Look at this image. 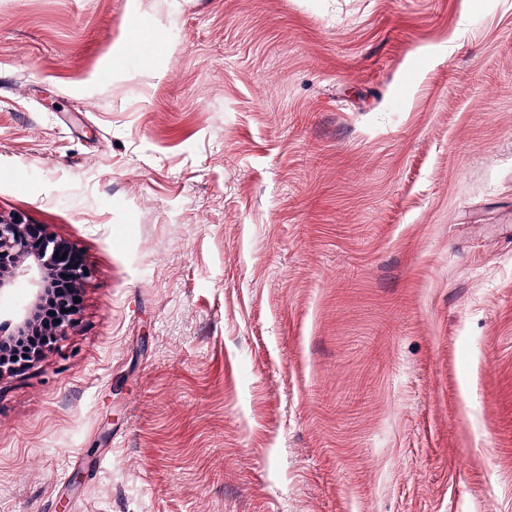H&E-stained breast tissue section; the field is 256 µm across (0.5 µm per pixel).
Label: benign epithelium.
I'll use <instances>...</instances> for the list:
<instances>
[{"label": "benign epithelium", "instance_id": "7a95c632", "mask_svg": "<svg viewBox=\"0 0 512 512\" xmlns=\"http://www.w3.org/2000/svg\"><path fill=\"white\" fill-rule=\"evenodd\" d=\"M33 225L21 215H0V314L10 310L11 291L18 279H25L32 288L29 303L14 311L17 332L30 327V321L47 293L52 291L49 273L56 265V254L64 243L52 235L43 234V247L38 255L31 254Z\"/></svg>", "mask_w": 512, "mask_h": 512}]
</instances>
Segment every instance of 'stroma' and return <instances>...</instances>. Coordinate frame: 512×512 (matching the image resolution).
Segmentation results:
<instances>
[{"label": "stroma", "mask_w": 512, "mask_h": 512, "mask_svg": "<svg viewBox=\"0 0 512 512\" xmlns=\"http://www.w3.org/2000/svg\"><path fill=\"white\" fill-rule=\"evenodd\" d=\"M0 214V512H512V0H0ZM33 226L21 215L4 217L0 215V318L3 311L11 308V291L19 278H24L32 288L29 303L21 309L14 311L17 334L25 332L30 327V321L42 302L38 315V325L28 336H7L11 345L6 348L11 360L17 356V361L24 360V355L40 351L53 340L51 329L58 319L64 314L62 309L69 311L78 309L80 302H74V297L80 299L78 292L72 291L67 276L70 257L67 256L60 262V267L55 273V285L57 289L53 296L47 293L52 291L53 280L49 273L56 265L55 254L60 253L65 245L51 234L44 233L42 251L38 255H31V234ZM61 286L63 288H61ZM59 297L64 299L57 301Z\"/></svg>", "instance_id": "1"}]
</instances>
